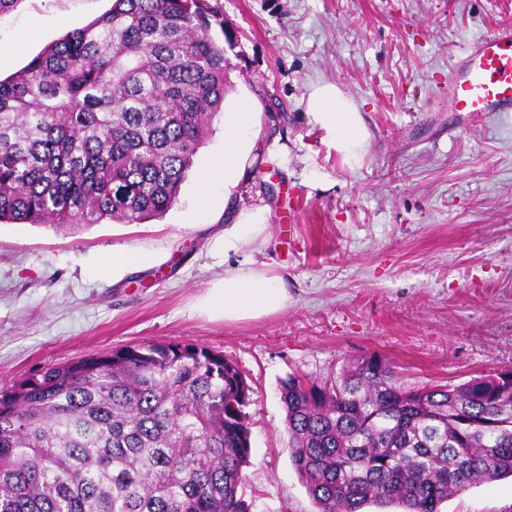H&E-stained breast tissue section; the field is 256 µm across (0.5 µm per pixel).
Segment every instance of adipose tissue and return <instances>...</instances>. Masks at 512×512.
Instances as JSON below:
<instances>
[{
  "label": "adipose tissue",
  "mask_w": 512,
  "mask_h": 512,
  "mask_svg": "<svg viewBox=\"0 0 512 512\" xmlns=\"http://www.w3.org/2000/svg\"><path fill=\"white\" fill-rule=\"evenodd\" d=\"M307 109L311 122L332 137L339 153L355 161L363 157L369 134L353 100L327 84L313 89ZM253 128L254 114L248 103H240L236 111L226 113L224 151L199 177L202 205H209L214 183H223L228 190L237 185L246 163L243 145ZM267 226L266 208L244 207L212 239L210 253L224 259V274L199 300L202 313L238 322L269 316L287 307L288 287L283 277L251 256L264 242Z\"/></svg>",
  "instance_id": "1"
}]
</instances>
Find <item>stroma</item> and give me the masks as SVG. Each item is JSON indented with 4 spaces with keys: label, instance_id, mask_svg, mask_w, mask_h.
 <instances>
[{
    "label": "stroma",
    "instance_id": "obj_1",
    "mask_svg": "<svg viewBox=\"0 0 512 512\" xmlns=\"http://www.w3.org/2000/svg\"><path fill=\"white\" fill-rule=\"evenodd\" d=\"M209 2L224 18L212 34L225 42L233 99L259 114L244 174L198 212V174L224 149L219 114L163 217L0 223V388L148 341L223 351L252 388L253 512H316L291 462L281 379H330L372 353L411 386L512 370V115L448 109L454 56L512 26V0ZM110 6L19 0L0 15V79ZM322 84L360 109L359 162L307 116ZM228 202L269 212L253 257L284 277L282 312L227 323L194 309L224 273L207 244ZM123 246L156 266L100 272ZM439 512H512V478L467 488Z\"/></svg>",
    "mask_w": 512,
    "mask_h": 512
}]
</instances>
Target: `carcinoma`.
<instances>
[{
    "label": "carcinoma",
    "mask_w": 512,
    "mask_h": 512,
    "mask_svg": "<svg viewBox=\"0 0 512 512\" xmlns=\"http://www.w3.org/2000/svg\"><path fill=\"white\" fill-rule=\"evenodd\" d=\"M207 0H113L0 81V223L133 224L179 199L231 85ZM317 512H439L512 476V370L405 385L369 355L280 383ZM251 387L209 347L147 342L0 390V512H251Z\"/></svg>",
    "instance_id": "carcinoma-1"
}]
</instances>
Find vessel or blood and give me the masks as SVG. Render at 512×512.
Instances as JSON below:
<instances>
[{"instance_id":"b4317fda","label":"vessel or blood","mask_w":512,"mask_h":512,"mask_svg":"<svg viewBox=\"0 0 512 512\" xmlns=\"http://www.w3.org/2000/svg\"><path fill=\"white\" fill-rule=\"evenodd\" d=\"M448 83L451 111L512 112V27L468 42Z\"/></svg>"}]
</instances>
